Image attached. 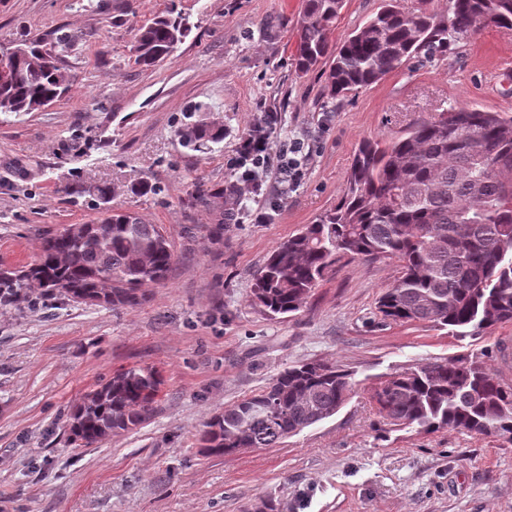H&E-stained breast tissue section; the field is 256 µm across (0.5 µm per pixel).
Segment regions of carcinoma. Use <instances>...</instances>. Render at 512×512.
<instances>
[{
  "label": "carcinoma",
  "instance_id": "carcinoma-1",
  "mask_svg": "<svg viewBox=\"0 0 512 512\" xmlns=\"http://www.w3.org/2000/svg\"><path fill=\"white\" fill-rule=\"evenodd\" d=\"M400 0H382L376 14L331 51L330 34L343 0H304L296 21V68L316 69L328 56L330 96L369 87L410 58L432 59L469 41L486 26L512 27V0H448L447 14ZM188 27L169 11L140 26L132 53L151 66L170 57ZM72 40L13 43L14 59L0 74V112H35L71 87L59 55ZM182 142L200 148L223 132L182 125ZM223 199L211 233L235 206L222 188H196L206 209ZM394 259L400 272L377 300L383 321L424 322L461 336L512 323V115L460 106L409 125L388 139L363 141L354 153L336 207L281 241L258 269L252 304L274 315L301 309L319 282L347 260ZM174 263L166 230L134 210H105L88 224H67L44 237L40 255L21 269H0V301L52 299L113 308L144 299L165 283ZM163 384L152 368L117 371L66 414L68 438L89 448L137 429L155 412ZM352 373L335 362L291 365L259 390L224 406L197 433L213 455L238 448H274L321 422L348 401ZM379 415L393 426L425 433L495 434L512 442V384L469 356L438 359L389 375L371 391Z\"/></svg>",
  "mask_w": 512,
  "mask_h": 512
}]
</instances>
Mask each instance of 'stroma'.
Listing matches in <instances>:
<instances>
[{"label": "stroma", "instance_id": "stroma-1", "mask_svg": "<svg viewBox=\"0 0 512 512\" xmlns=\"http://www.w3.org/2000/svg\"><path fill=\"white\" fill-rule=\"evenodd\" d=\"M303 0H0V43L77 39L60 64L73 85L36 112L0 113V267L39 254L49 230L107 205L168 232L175 263L144 302L112 308L37 300L0 305V507L5 512H512V444L494 435L423 433L383 423L375 383L437 358L483 356L512 382V323L455 336L427 323L369 320L396 260H343L303 311L274 318L250 302L274 247L335 207L353 154L450 106L512 115V29H483L447 56L412 59L376 84L330 98L321 71L296 73L292 22ZM175 10L190 31L153 67L134 61L136 28ZM272 149L299 142L303 177L239 196L223 243L193 224L196 186L230 187L243 138L264 113ZM224 131L198 152L184 123ZM148 193H141L142 185ZM353 374L334 416L284 440L215 457L196 433L213 415L302 360ZM149 367L163 385L154 416L89 448L68 443L65 414L113 372Z\"/></svg>", "mask_w": 512, "mask_h": 512}]
</instances>
